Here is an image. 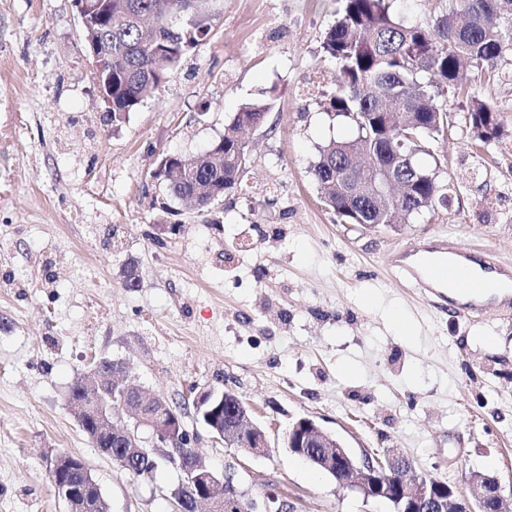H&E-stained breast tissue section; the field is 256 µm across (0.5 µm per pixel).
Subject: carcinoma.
I'll return each instance as SVG.
<instances>
[{
	"label": "carcinoma",
	"mask_w": 512,
	"mask_h": 512,
	"mask_svg": "<svg viewBox=\"0 0 512 512\" xmlns=\"http://www.w3.org/2000/svg\"><path fill=\"white\" fill-rule=\"evenodd\" d=\"M394 2L343 0L323 39L324 54L339 66L323 106L352 135L322 145L311 173L343 224L409 220L445 195L436 170L420 161L432 156V141L445 132L440 96L466 99L477 148H489L501 132L498 111L473 87L493 79L499 62L512 55V0H448L449 7L422 23L399 19ZM184 7L185 0H112V18L99 35L112 63V112L136 111L207 35L198 24H174ZM272 109L270 102L244 107L224 125V160L185 161L168 194L189 193L200 177L224 182L226 193L236 190L251 163L242 126Z\"/></svg>",
	"instance_id": "cac0c4a2"
}]
</instances>
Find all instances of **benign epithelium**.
Segmentation results:
<instances>
[{
  "label": "benign epithelium",
  "instance_id": "1",
  "mask_svg": "<svg viewBox=\"0 0 512 512\" xmlns=\"http://www.w3.org/2000/svg\"><path fill=\"white\" fill-rule=\"evenodd\" d=\"M80 27L92 58L95 84L106 111H112V94L99 77L102 66L100 49L88 35L93 24L112 15V0H82L78 7ZM183 169L182 160L174 155L163 157L158 175L172 179ZM129 365L121 360H101L93 371V381L85 387L95 392L91 404L72 406L78 422L91 416L95 421L94 436L108 435L115 443L120 456L116 460L122 469L137 472L146 459L154 457L171 463L183 474L185 485L174 490L176 512H186L185 505L200 500L208 506L207 512H241L245 494L240 490L236 472H224L220 476L210 468L195 462L192 444L196 434L189 431L183 418L168 408V402L160 395H150L129 378ZM121 384L120 398L112 397V382ZM184 405L193 409V419L210 434L213 442L226 447L240 449L245 454L265 456L269 452L266 432L255 422L253 409L246 405L232 389H214L199 392L191 388L184 396ZM127 416L134 420L133 426L117 425L115 420ZM150 432L152 446L146 447L139 436V429ZM330 438L317 422L302 416L285 432L284 443L294 455H304L303 449L310 443ZM75 457L58 454L47 461L49 479L56 496L67 507V512H101V494L96 486H82L78 491L68 484L57 482L58 472L73 465ZM319 464L331 474L342 488L353 489L366 499L391 501L395 505L405 504V512H485L488 499L502 497L501 486L492 487L478 480L468 482V493L456 497L448 495L444 482L433 478L405 480L409 459L403 455H392L385 461L373 462L364 456L358 460L344 445L338 443L325 449L318 458ZM251 512H295L292 500L286 494H269L262 503L249 501Z\"/></svg>",
  "mask_w": 512,
  "mask_h": 512
}]
</instances>
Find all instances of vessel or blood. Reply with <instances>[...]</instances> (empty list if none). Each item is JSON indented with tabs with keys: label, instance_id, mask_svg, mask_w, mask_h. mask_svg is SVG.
<instances>
[{
	"label": "vessel or blood",
	"instance_id": "b4317fda",
	"mask_svg": "<svg viewBox=\"0 0 512 512\" xmlns=\"http://www.w3.org/2000/svg\"><path fill=\"white\" fill-rule=\"evenodd\" d=\"M395 266L418 288L428 292L447 288L453 278V268L448 260V245L443 238L427 249L397 250Z\"/></svg>",
	"mask_w": 512,
	"mask_h": 512
}]
</instances>
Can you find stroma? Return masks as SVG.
Wrapping results in <instances>:
<instances>
[{"label":"stroma","mask_w":512,"mask_h":512,"mask_svg":"<svg viewBox=\"0 0 512 512\" xmlns=\"http://www.w3.org/2000/svg\"><path fill=\"white\" fill-rule=\"evenodd\" d=\"M341 11L204 0L207 36L116 128L73 0H0V512H67L45 463L59 453L86 463L108 512H174L180 471L130 476L70 410V385L102 359L176 405L194 384L253 407L267 457L195 429L200 462L242 469L246 497L274 487L297 512H393L286 451L289 424L309 416L355 455H406L462 493L472 472L494 474L512 512V314L497 301L460 314L390 269L396 249L445 231L453 253L491 250L512 274V60L477 88L502 124L489 149L471 144L465 100L448 101L434 144L447 203L405 224H342L311 175L319 146L347 130L321 104L337 75L321 45ZM264 99L275 128L247 132L237 191L211 214L154 206L163 156L203 152Z\"/></svg>","instance_id":"stroma-1"}]
</instances>
